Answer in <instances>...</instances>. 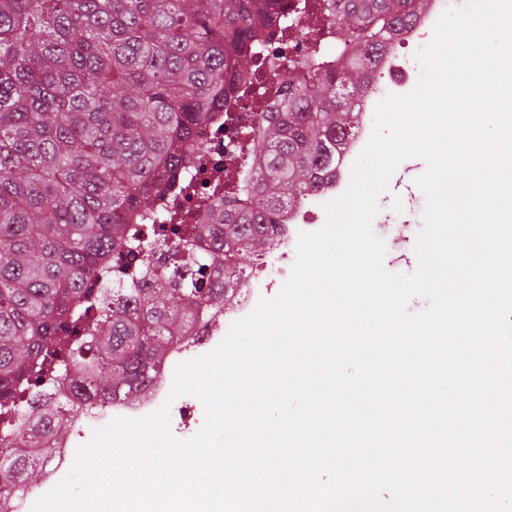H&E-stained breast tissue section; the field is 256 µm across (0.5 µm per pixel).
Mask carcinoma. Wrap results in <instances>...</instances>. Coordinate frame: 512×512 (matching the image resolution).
I'll list each match as a JSON object with an SVG mask.
<instances>
[{
    "instance_id": "cac0c4a2",
    "label": "carcinoma",
    "mask_w": 512,
    "mask_h": 512,
    "mask_svg": "<svg viewBox=\"0 0 512 512\" xmlns=\"http://www.w3.org/2000/svg\"><path fill=\"white\" fill-rule=\"evenodd\" d=\"M283 0H0V501L25 491L67 414L138 396L168 348L249 272L283 211L336 173L356 98L420 0H318L347 26L340 62L316 60L249 131L246 201L224 193L144 273L114 288L109 256L146 252L132 215L195 166L213 116L236 98L257 47L293 29ZM68 382L73 399L45 392ZM30 393L23 408L17 393Z\"/></svg>"
}]
</instances>
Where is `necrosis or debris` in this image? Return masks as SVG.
Listing matches in <instances>:
<instances>
[{
    "mask_svg": "<svg viewBox=\"0 0 512 512\" xmlns=\"http://www.w3.org/2000/svg\"><path fill=\"white\" fill-rule=\"evenodd\" d=\"M467 0H429L428 8L417 20L403 29L378 63V77L358 102V124L354 135L336 156V175L318 192L307 196L297 206L288 208L281 216L282 227L273 247L262 254L255 273L233 292L224 310L208 322L198 325L189 337L172 348L160 377L135 400L117 397L102 406H92L70 412L69 428L73 440L59 441L45 465L46 487L56 486L72 469L80 442L90 440L94 429L107 426L116 418H142L156 412L167 399L176 367L183 362L203 356L223 338L224 328L250 314L275 280L291 274L298 235L320 230L326 222L324 205L347 189L351 168L369 140L373 129L377 104L390 94H406L418 83L420 66L414 55L433 37V28L441 14L451 7L465 6ZM309 53L305 41L288 42L287 38L274 37L261 55L260 67L238 90L237 100L223 112L216 113L207 129L208 153L203 170L186 171L181 178L179 191L161 199L166 212H178L185 223L193 225L200 244H207L209 237L201 221L202 210L198 193L201 184L215 185L222 182L226 170H233L238 189H246L249 170L237 161L241 147L242 129L237 116L243 105L271 104L288 85L289 79L306 72L304 61ZM262 111L256 110L254 119H261Z\"/></svg>",
    "mask_w": 512,
    "mask_h": 512,
    "instance_id": "4bbe7bcc",
    "label": "necrosis or debris"
}]
</instances>
